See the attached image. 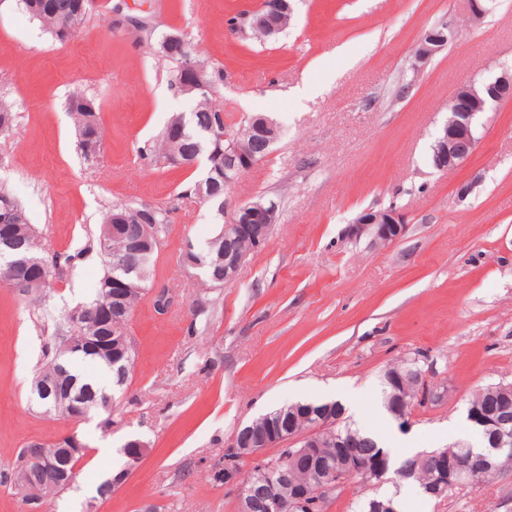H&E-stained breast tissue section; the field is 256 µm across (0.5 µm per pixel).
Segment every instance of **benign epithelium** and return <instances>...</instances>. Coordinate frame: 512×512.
I'll list each match as a JSON object with an SVG mask.
<instances>
[{
    "mask_svg": "<svg viewBox=\"0 0 512 512\" xmlns=\"http://www.w3.org/2000/svg\"><path fill=\"white\" fill-rule=\"evenodd\" d=\"M448 34L429 30L419 39L413 51L414 65L427 62L436 54L444 50L456 38V27L453 22L445 23ZM239 29L243 32L251 29L262 31L273 38L279 35L284 26L269 25L262 17L250 13L241 15ZM183 91L192 93L204 89V84L198 71L187 67ZM512 96V71L507 70L500 75L490 78L469 77L463 80L448 100V120L437 136L433 151L438 168L446 170L455 168L470 158L475 152L478 138L477 129L483 115L493 111L502 100ZM278 137L276 123L262 115L253 116L240 125L235 135L224 146V186L229 187L237 183L244 175L250 172L259 160L241 149L244 142L262 141L265 150H270ZM278 204L271 198L256 197L233 210L228 221L235 229L236 237L250 236L260 232L255 248L264 246L272 233L277 221ZM407 230V224L399 212L392 208H369L358 214L347 227V237L358 239L363 236L370 238L373 244L387 245L402 238ZM249 257V253L238 249L230 241H224V283L233 282L240 269ZM134 288V282L129 277H112V288L109 297L98 308V316L103 321L112 319V302H121ZM99 346L85 337L71 336L63 340L59 353L66 356L77 351H97ZM424 381L419 401L425 405L440 401L448 390L441 386H431L427 383V373H422ZM33 393L38 398L53 397L56 410L67 407L73 415L87 416L85 406L74 402L69 396L67 386L60 378L55 376L47 380L40 379L33 385ZM332 404L327 403L318 408L310 417L314 418L312 426L300 431L283 433L275 441L254 433L253 423L241 428L247 436V447H238L237 441H232L229 457L224 459V484L237 486L240 481L241 463L262 460L267 457V450L272 444L291 449L294 455L299 456L311 451L315 440L311 438L310 431H322L328 426L336 425L331 415ZM484 425L496 426V441L494 448L480 457L481 466L491 469L494 460L502 455H512V436L502 430V421L492 423L483 420ZM149 445L140 439H131L125 444L123 452L128 459L126 467L115 477L109 479L112 488L121 486L136 470L146 455ZM436 457L439 468L430 493L437 498H448L449 493L456 491L469 482L471 462H464L457 457H450L446 453H438ZM360 472L366 480L382 478L387 472L386 457H381L370 465L349 469L345 472L329 470L320 476L317 481L304 491H298L294 496L295 512H312V506L319 498H326L335 490L346 485V479L351 474Z\"/></svg>",
    "mask_w": 512,
    "mask_h": 512,
    "instance_id": "1",
    "label": "benign epithelium"
}]
</instances>
